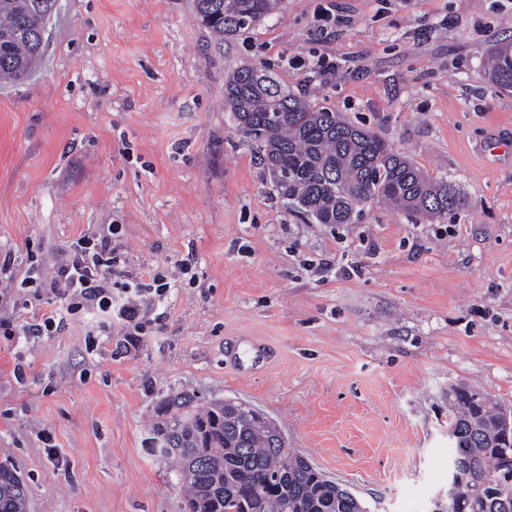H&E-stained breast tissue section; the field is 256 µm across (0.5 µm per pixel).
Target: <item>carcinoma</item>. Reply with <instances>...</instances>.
I'll return each instance as SVG.
<instances>
[{"mask_svg":"<svg viewBox=\"0 0 512 512\" xmlns=\"http://www.w3.org/2000/svg\"><path fill=\"white\" fill-rule=\"evenodd\" d=\"M202 25L218 40L270 16L280 0H193ZM57 0H0V83L25 80L44 52ZM488 79L512 92V40L493 47ZM224 107L255 142L279 197L318 224H353L362 207L385 201L416 216L442 217L467 204L453 185L429 177L407 156L341 113L282 87L251 66L224 85ZM197 396L165 398L152 424L170 444L190 512H369L350 491L287 448L272 420L243 404ZM454 458L465 480L447 512H512V408L481 390L451 389ZM22 479L0 466V512H26Z\"/></svg>","mask_w":512,"mask_h":512,"instance_id":"obj_1","label":"carcinoma"}]
</instances>
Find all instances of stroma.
<instances>
[{"mask_svg":"<svg viewBox=\"0 0 512 512\" xmlns=\"http://www.w3.org/2000/svg\"><path fill=\"white\" fill-rule=\"evenodd\" d=\"M28 81L0 87V319L61 306L13 287L82 237L110 236L147 331L69 316L0 342V465L27 512H187L146 438L174 391L273 418L370 512H432L448 490V402L465 381L512 406V92L485 75L512 0H282L216 47L193 0H58ZM336 61L332 83L312 79ZM251 65L370 129L467 199L356 223L288 207L224 110ZM117 234H110V226Z\"/></svg>","mask_w":512,"mask_h":512,"instance_id":"obj_1","label":"stroma"}]
</instances>
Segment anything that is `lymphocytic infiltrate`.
Wrapping results in <instances>:
<instances>
[{"mask_svg":"<svg viewBox=\"0 0 512 512\" xmlns=\"http://www.w3.org/2000/svg\"><path fill=\"white\" fill-rule=\"evenodd\" d=\"M118 261L112 255L109 239H88L80 250L64 255L46 277H25L21 285L25 288L51 287L58 291L63 300L62 307L43 314L39 321L18 328L10 320L0 319V336L13 339L19 331L29 333H56L66 326L68 316L83 311H95L102 315H117L123 326V336L127 345H136L143 336L147 323L141 312V299L144 293L155 292L164 297L169 283L152 276L150 282L114 286L117 277ZM120 291V300H113V291Z\"/></svg>","mask_w":512,"mask_h":512,"instance_id":"lymphocytic-infiltrate-1","label":"lymphocytic infiltrate"}]
</instances>
